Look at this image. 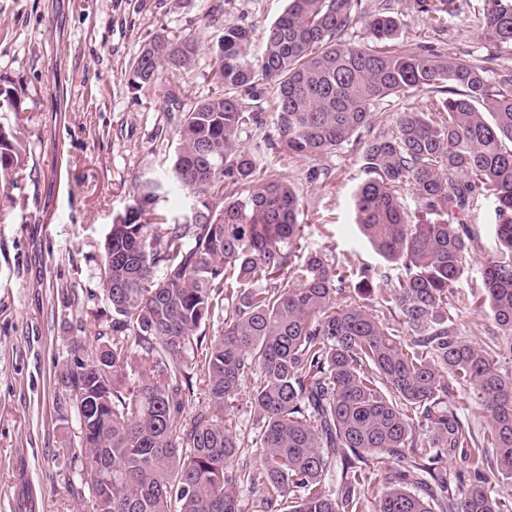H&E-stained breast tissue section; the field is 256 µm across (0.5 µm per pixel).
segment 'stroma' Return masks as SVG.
<instances>
[{"instance_id": "stroma-1", "label": "stroma", "mask_w": 512, "mask_h": 512, "mask_svg": "<svg viewBox=\"0 0 512 512\" xmlns=\"http://www.w3.org/2000/svg\"><path fill=\"white\" fill-rule=\"evenodd\" d=\"M404 21L399 45L430 44L446 56L480 53L474 23L487 0L435 21L412 0H388ZM287 0H0V80L26 93L27 163L11 200H0V512H79L69 482L76 419L59 421V365L74 341L93 342L111 311L95 272L113 217L132 201L136 176L170 161L177 121L166 100L174 92L197 101L214 92L211 47L225 28L252 32L261 53L266 27ZM191 38V71L164 72L158 84L132 86L131 65L155 37ZM273 83H260L247 108H262V127L245 126L240 146L255 150L258 175L288 176L302 200V253L366 270L377 283L405 269L379 256L353 223L352 193L362 180L357 142L307 159L279 147ZM326 168L329 182L310 181ZM478 239L455 287L482 283L498 247L495 204L466 216Z\"/></svg>"}]
</instances>
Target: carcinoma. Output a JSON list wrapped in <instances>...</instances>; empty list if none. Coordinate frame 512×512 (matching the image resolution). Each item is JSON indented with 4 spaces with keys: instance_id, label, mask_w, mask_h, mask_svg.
Instances as JSON below:
<instances>
[{
    "instance_id": "cac0c4a2",
    "label": "carcinoma",
    "mask_w": 512,
    "mask_h": 512,
    "mask_svg": "<svg viewBox=\"0 0 512 512\" xmlns=\"http://www.w3.org/2000/svg\"><path fill=\"white\" fill-rule=\"evenodd\" d=\"M437 19L458 0H413ZM361 0H288L264 34L224 29L214 53L216 91L180 112L176 154L161 176L141 180L132 211L113 218L98 286L112 321L95 343L74 342L58 382L59 418L76 416L72 495L87 512H502L487 470L512 479V376L499 348L460 340L453 312L487 307L512 355V0H488L474 23L488 54L452 58L396 49L403 25L386 8L362 16ZM363 22L366 41L350 43ZM190 38L159 36L134 61V85L192 67ZM275 84L279 143L319 158L362 139L363 180L354 224L406 276L383 297L390 323L357 301L375 288L319 253L299 258L300 199L286 177L267 176L242 198L255 155L236 146L245 125L264 124L242 94ZM426 94L374 133L373 109L392 96ZM26 111L24 94L0 85V112ZM24 126L0 123V197L25 167ZM423 214L410 216L402 193ZM203 198L183 221L151 223L158 202ZM496 203L499 249L481 292L455 291L477 238L464 222L482 199ZM218 324L213 334L207 326ZM261 448L252 465L224 415L245 377ZM469 392L484 413L477 438L451 402ZM206 402L191 407L197 392ZM391 462L371 490L377 456ZM468 464L457 492L447 462ZM255 497L246 505L239 486Z\"/></svg>"
}]
</instances>
